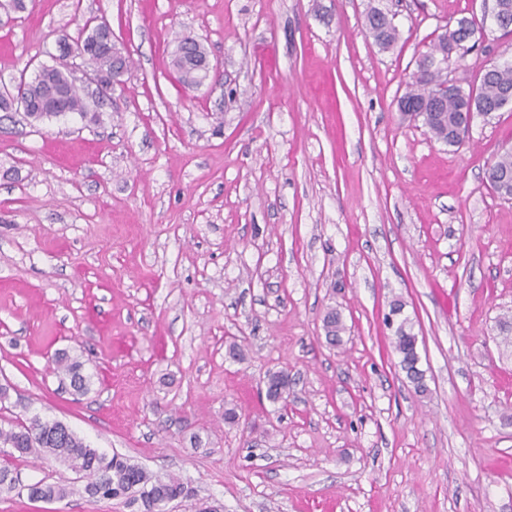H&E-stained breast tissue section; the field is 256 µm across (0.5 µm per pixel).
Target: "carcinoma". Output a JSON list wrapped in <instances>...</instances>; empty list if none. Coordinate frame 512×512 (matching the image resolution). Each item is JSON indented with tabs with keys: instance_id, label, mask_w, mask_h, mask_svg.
Segmentation results:
<instances>
[{
	"instance_id": "carcinoma-1",
	"label": "carcinoma",
	"mask_w": 512,
	"mask_h": 512,
	"mask_svg": "<svg viewBox=\"0 0 512 512\" xmlns=\"http://www.w3.org/2000/svg\"><path fill=\"white\" fill-rule=\"evenodd\" d=\"M366 29L375 44L383 50L391 48L397 40V27L387 21L385 11L376 5L368 7ZM475 30L477 27L473 21L467 18L458 20L455 28L448 31V37L441 40L434 51L440 54L450 52L452 48L461 46ZM58 45L63 61L39 68L33 77L25 81L22 94L9 91L1 93V111L8 112L15 105L21 106L25 118L30 121H42L67 112L85 115L95 111L99 99L74 85L72 72L64 58L88 54L97 74L103 79H112V70L116 65L112 55V29L104 22L90 18L85 21L77 37L64 35L58 40ZM185 45L193 49L199 61L207 58L208 53L201 43L191 37L185 36L177 41L172 58L173 70L184 87L194 89L199 86L203 73L196 66L188 64L186 57L179 53V49ZM506 89H512V62L504 63L492 74L483 75L478 87L465 88L448 79L444 69L433 67V62L425 57L418 62L417 71L406 82L405 92L400 99L415 107L435 103L438 111L426 113L422 119L423 125L436 141L459 147L464 143V139L457 136L462 112L472 102L478 106L494 107ZM51 90L61 93V97L55 106L48 108L45 97ZM504 176L512 181V152L501 154L486 170L489 181ZM324 326L329 340L334 342L339 339L343 327L337 312L332 310L327 313ZM393 348L400 355V367L415 391L426 393L425 373L419 367L418 337L405 319L397 326ZM55 365L69 378L75 392L83 394L88 391V381L82 374L79 362L62 353L56 356ZM291 384L285 370L268 374L265 382L267 400L271 403L286 401ZM56 427L57 422L43 421L38 417L26 423L11 422L6 428L0 426V446L13 449L20 458L34 456L46 461L52 459L80 475L88 497L123 498L127 505L137 507L136 512H160L159 504L167 499L183 500L193 496L192 489L182 480L175 477L159 478L119 454L108 458L74 433L64 441L55 440L53 435ZM18 482L16 469L7 463L0 465V495L15 491ZM26 490L29 499L43 502L59 500L68 494L67 485L42 480L27 485Z\"/></svg>"
}]
</instances>
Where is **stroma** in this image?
Returning a JSON list of instances; mask_svg holds the SVG:
<instances>
[{"label":"stroma","mask_w":512,"mask_h":512,"mask_svg":"<svg viewBox=\"0 0 512 512\" xmlns=\"http://www.w3.org/2000/svg\"><path fill=\"white\" fill-rule=\"evenodd\" d=\"M27 0L0 7V87L54 64L61 35L103 18L130 67L96 117L0 125V425H68L105 455L174 475L219 512H512V200L485 169L512 148V106L464 145L396 101L421 55L484 0ZM449 79L512 60L487 26ZM220 77L184 89L177 38ZM418 337L416 393L385 317ZM344 330L330 344L323 317ZM238 342L241 359L227 347ZM83 364L85 395L53 362ZM293 380L266 400L267 371ZM235 409L239 422H224ZM50 503L0 512H135L31 458ZM386 12L377 5L369 4L366 13V29L368 35L382 50L390 49L397 40V27L387 21ZM185 45H190L191 49H193L196 54L197 62L207 58L208 53L201 43L191 37L185 36L177 41L176 48L172 55L173 70L177 72V79L185 88L194 89L199 86L203 73L202 70L196 68L195 65H189L186 61V56L179 53V50ZM28 498L33 501L52 502L64 498L68 494V487L62 483H46L40 480L25 485Z\"/></svg>","instance_id":"obj_1"}]
</instances>
